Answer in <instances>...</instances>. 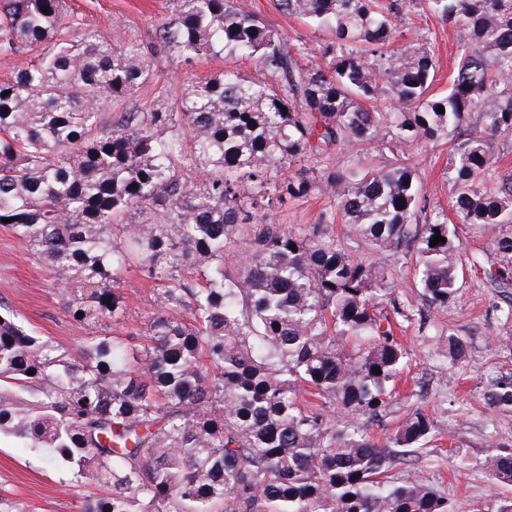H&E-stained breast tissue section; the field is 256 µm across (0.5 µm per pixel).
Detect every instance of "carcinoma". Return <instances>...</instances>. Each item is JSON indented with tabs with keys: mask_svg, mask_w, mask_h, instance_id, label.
<instances>
[{
	"mask_svg": "<svg viewBox=\"0 0 512 512\" xmlns=\"http://www.w3.org/2000/svg\"><path fill=\"white\" fill-rule=\"evenodd\" d=\"M276 7L330 35L320 62L243 0H177L158 29L167 57L247 54L265 80L226 71L112 122L100 105L149 79L144 47L63 36L65 0H0V55L41 49L0 81V226L84 331L72 352L0 299V438L107 489L81 512H455L424 480L391 474L434 418L417 408L381 443L359 421L386 414L408 356L394 326L410 312L386 269L321 224L299 233L271 217L287 199L328 195L331 220L371 251L415 258L430 307L464 275L457 225L479 224L502 261L491 286H512V233L499 231L512 224V178L485 186L494 144L512 135V0ZM416 7L467 31L446 94L428 44L395 46ZM442 139L451 223L422 205L409 153ZM357 143L396 166L318 168ZM437 234L446 241L432 247ZM130 267L161 283L139 348L98 329L125 319ZM499 320L496 343L512 350V298ZM434 351L458 362L466 343L441 334ZM483 400L511 412L512 371ZM484 466L512 486V448Z\"/></svg>",
	"mask_w": 512,
	"mask_h": 512,
	"instance_id": "obj_1",
	"label": "carcinoma"
}]
</instances>
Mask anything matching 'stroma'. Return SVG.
Here are the masks:
<instances>
[{
	"label": "stroma",
	"instance_id": "stroma-1",
	"mask_svg": "<svg viewBox=\"0 0 512 512\" xmlns=\"http://www.w3.org/2000/svg\"><path fill=\"white\" fill-rule=\"evenodd\" d=\"M176 0H67L78 32H96L113 43L136 41L145 47L157 45L158 27L169 21ZM251 7L274 29L291 40L317 48L326 37L303 20L277 11L274 0H251ZM403 47L429 40L440 69L437 90H446L447 76L454 65L458 45L465 31L444 20L416 13L409 14L400 27ZM152 78L131 95L103 105L106 113L140 112L152 106L172 105L188 85L218 76L232 69L247 80H261L264 73L251 58H224L202 55L179 62L158 53L150 57ZM412 161L426 182V205L439 210L450 201L448 186V146L437 142L412 151ZM395 157L377 145L365 148L347 146L326 158V166L343 165L363 170L390 167ZM333 201L314 195L301 202L288 203L276 216L279 224L309 228L320 223ZM463 243L461 261L468 271L458 282L455 301L444 308L428 307L422 299L412 264L381 256L392 272L393 286L413 318L403 324L400 338L409 352L404 368L407 382L382 422L369 424L371 435L385 438L393 431L407 408L422 407L432 413L438 429L422 449L410 454L394 468L395 477L418 476L435 485L450 498L456 512H486L496 498L512 496V487L493 483L483 466L485 457L496 447H512V413L485 407L482 394L486 384L512 369V351L499 347L496 339L501 325L494 310L504 303V295L491 288L487 275L499 260L492 253L491 236L480 225L459 227ZM127 288V314L115 326L118 334H128L131 344H139L137 329L143 328L155 309L154 283L139 272L124 275ZM0 297L9 301L23 324L33 332L54 338L68 349L78 345L80 333L63 302L55 295L44 268L26 255L5 228L0 227ZM453 333L467 340L462 363L446 367L434 356L433 336ZM5 490L21 512H80L83 496L95 493L91 482L74 484L69 476L33 456L27 449L9 441L0 442V490Z\"/></svg>",
	"mask_w": 512,
	"mask_h": 512
}]
</instances>
